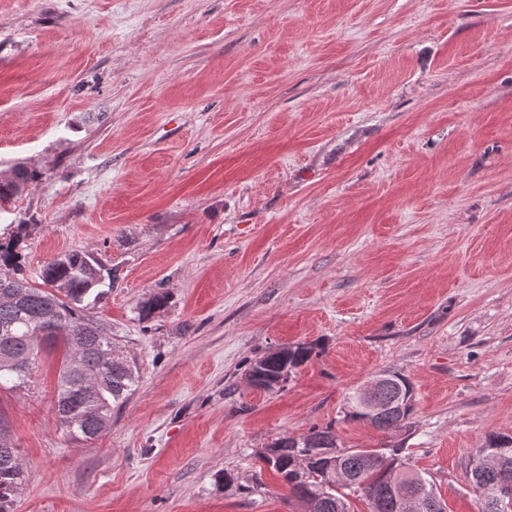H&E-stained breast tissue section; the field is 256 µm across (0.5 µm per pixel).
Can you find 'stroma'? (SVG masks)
Masks as SVG:
<instances>
[{
    "mask_svg": "<svg viewBox=\"0 0 512 512\" xmlns=\"http://www.w3.org/2000/svg\"><path fill=\"white\" fill-rule=\"evenodd\" d=\"M18 163L0 241L30 277L98 260L84 313L139 384L90 442L57 423L60 352L0 388L13 512H302L256 455L327 424L478 512V450L512 435V0H0ZM316 341L284 390L246 384ZM382 370L410 431L339 416ZM13 167L14 170H10L9 174L4 176L1 175V177H6L13 173L11 178H0V206L1 202H10L21 195L19 192L21 190L25 191L38 177V174L34 169H30L24 164H17ZM288 358V362H284L281 353L276 349H271L267 353L257 357L255 360L262 361L260 371H257L253 360L246 371V376L251 378L250 385L253 388L264 392L281 391L275 386L285 367L291 369V375L294 374L299 367L306 364L312 359L313 355L318 356L320 351H316L318 346L315 344H300ZM251 375V377H250ZM27 482V472L9 439L6 425L0 418V512H12L19 491Z\"/></svg>",
    "mask_w": 512,
    "mask_h": 512,
    "instance_id": "35a3bbf8",
    "label": "stroma"
}]
</instances>
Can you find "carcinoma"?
Segmentation results:
<instances>
[{
    "label": "carcinoma",
    "instance_id": "1",
    "mask_svg": "<svg viewBox=\"0 0 512 512\" xmlns=\"http://www.w3.org/2000/svg\"><path fill=\"white\" fill-rule=\"evenodd\" d=\"M38 177L24 164L14 166L12 177L0 178V203L19 196ZM0 267L10 272L0 276V381L22 384L28 377L39 347L63 345L57 391L60 427L73 439L89 441L112 426V412L120 409L137 389V377L124 357L111 356L112 337L82 315L81 305L97 301L103 291L97 262L78 251L66 253L44 265L35 282L23 273L19 255L11 243H0ZM318 346L303 344L288 360L277 349L259 356L261 370L250 363V385L264 392L277 390L275 383L288 367L296 372ZM357 391L348 393L343 419L379 432L411 427L415 406L405 413L394 409L376 419H367L356 405ZM258 458L288 485L299 502L314 505V512H355L349 495L361 497L370 512H431L417 498L422 473L410 470L403 496L391 492L384 463L408 462L402 448L338 449L332 426H313L299 437L275 438ZM346 473L336 482L333 464ZM27 472L0 418V512H13ZM471 483L482 499L481 512H512V436L490 434L479 460L471 470Z\"/></svg>",
    "mask_w": 512,
    "mask_h": 512
}]
</instances>
